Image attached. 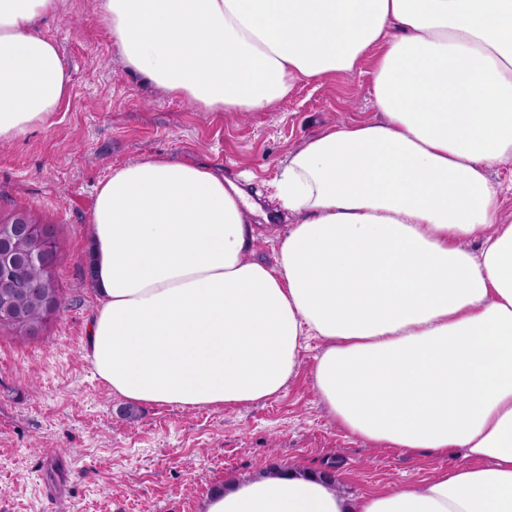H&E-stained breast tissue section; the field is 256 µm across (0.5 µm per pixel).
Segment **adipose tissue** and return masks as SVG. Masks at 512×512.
<instances>
[{"instance_id":"adipose-tissue-1","label":"adipose tissue","mask_w":512,"mask_h":512,"mask_svg":"<svg viewBox=\"0 0 512 512\" xmlns=\"http://www.w3.org/2000/svg\"><path fill=\"white\" fill-rule=\"evenodd\" d=\"M64 6L0 0V142L49 123L68 93L42 31ZM98 13L128 71L215 114L269 111L374 58V117L280 168L273 263L253 256L256 203L207 168L152 156L96 191L85 353L113 394L265 401L315 338L313 387L342 429L441 461L422 485L355 501L315 476L235 480L204 512H512V217L488 177L512 158V0H98Z\"/></svg>"}]
</instances>
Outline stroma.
I'll return each instance as SVG.
<instances>
[{
  "label": "stroma",
  "mask_w": 512,
  "mask_h": 512,
  "mask_svg": "<svg viewBox=\"0 0 512 512\" xmlns=\"http://www.w3.org/2000/svg\"><path fill=\"white\" fill-rule=\"evenodd\" d=\"M42 30L70 89L49 124L0 143V219L50 226L66 307L38 337L0 330V512H203L228 478L286 468L339 476L338 491L354 498L429 479L438 459L368 447L329 417L311 382L317 339L279 396L226 410L127 403L84 352L97 306L83 275L89 217L113 167L166 154L270 194L309 138L374 116L372 58L352 75L296 85L269 111L215 115L128 73L97 0H67Z\"/></svg>",
  "instance_id": "1"
}]
</instances>
